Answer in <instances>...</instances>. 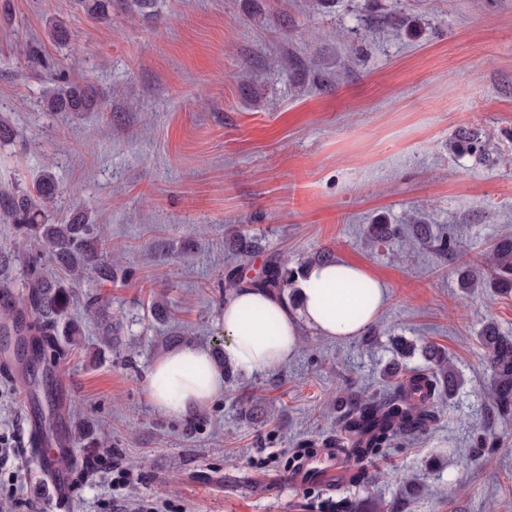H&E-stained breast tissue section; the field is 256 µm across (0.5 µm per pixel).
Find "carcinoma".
<instances>
[{"label": "carcinoma", "mask_w": 512, "mask_h": 512, "mask_svg": "<svg viewBox=\"0 0 512 512\" xmlns=\"http://www.w3.org/2000/svg\"><path fill=\"white\" fill-rule=\"evenodd\" d=\"M87 13L97 19H112V0H83ZM54 42L65 45L71 33L64 21L50 22ZM44 103L50 112H87L93 100L68 75L59 74L56 84L45 92ZM61 194L54 176L45 172L32 185L0 188V221L14 227L16 234L29 242L24 252L0 250V268L17 264L24 274L25 293L16 295L11 285L0 280V333L29 337L35 358L49 357L59 364L68 345L81 333L80 325L66 319L78 299L79 289L88 277L100 283L112 282L118 275L112 242L104 227L94 223L91 214L81 208L56 218L54 212ZM242 261L261 249L259 237L238 234L234 239ZM304 267L288 266V259L271 256L264 266L248 274L234 267L224 274L225 289L246 284L265 288L284 302L295 299L294 286ZM486 283L491 288L512 290V238H503L489 250ZM87 315L98 325L100 341L114 345L120 321L111 316L108 299L83 294ZM483 359L491 371L490 398L500 413L512 411V336L500 333L486 323L479 335ZM422 352L431 367L406 375L398 388L375 398L353 397L340 419L339 433L321 442L301 443L288 465L314 448H334L355 466L379 455L399 436H411L425 429L433 419V406L442 390L452 393L459 385L448 355L435 345ZM336 512H384V505L356 494L336 503Z\"/></svg>", "instance_id": "obj_1"}]
</instances>
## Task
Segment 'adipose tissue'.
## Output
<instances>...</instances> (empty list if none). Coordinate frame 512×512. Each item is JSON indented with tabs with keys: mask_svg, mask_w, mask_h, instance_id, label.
<instances>
[{
	"mask_svg": "<svg viewBox=\"0 0 512 512\" xmlns=\"http://www.w3.org/2000/svg\"><path fill=\"white\" fill-rule=\"evenodd\" d=\"M298 288L294 309L273 293L235 288L224 302L225 359L250 373L278 369L296 354L302 327L325 339L357 336L377 320L388 296L367 269L342 260L311 267ZM145 388L156 410L183 417L223 393L224 372L209 347L188 343L154 363Z\"/></svg>",
	"mask_w": 512,
	"mask_h": 512,
	"instance_id": "ef3b65f1",
	"label": "adipose tissue"
}]
</instances>
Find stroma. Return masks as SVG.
<instances>
[{"instance_id":"1","label":"stroma","mask_w":512,"mask_h":512,"mask_svg":"<svg viewBox=\"0 0 512 512\" xmlns=\"http://www.w3.org/2000/svg\"><path fill=\"white\" fill-rule=\"evenodd\" d=\"M113 0L112 19L78 0H0V117L18 132L0 144V185L32 184L53 163L72 204L107 225L128 281L102 286L122 321L99 346L82 306L80 345L62 376L74 437L76 512H331L348 493L339 474L299 484L287 466L298 442L336 433L340 399L389 388L385 371L426 368L440 347L461 385L436 419L366 462L360 492L390 512H512V414L489 407L490 372L476 337L486 322L512 336V292L460 288L458 269L485 265L512 236V0H154L138 13ZM63 16L72 44L49 36ZM37 48L29 66L20 45ZM85 87L89 112L47 111L55 72ZM473 133L462 149V134ZM452 235L448 256L414 241L412 222ZM393 224L387 242L372 225ZM261 237L267 257L298 266L315 255L366 268L388 288L366 333L324 339L304 330L297 355L247 373L189 418L154 410L144 382L176 339L214 345L238 262L235 232ZM162 294L167 315L145 317ZM416 347L396 359L390 340ZM262 416L239 418L242 396ZM26 406L0 370V512H53L34 469ZM487 438L475 447L477 436ZM130 464L116 491L88 458Z\"/></svg>"}]
</instances>
